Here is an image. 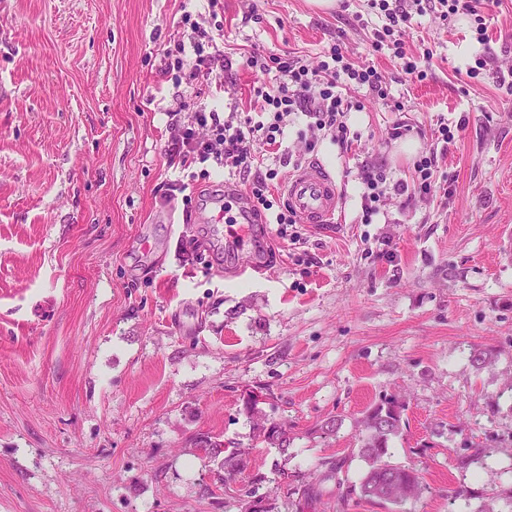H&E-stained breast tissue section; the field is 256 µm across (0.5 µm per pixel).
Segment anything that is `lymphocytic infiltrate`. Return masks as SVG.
Instances as JSON below:
<instances>
[{
	"instance_id": "1",
	"label": "lymphocytic infiltrate",
	"mask_w": 512,
	"mask_h": 512,
	"mask_svg": "<svg viewBox=\"0 0 512 512\" xmlns=\"http://www.w3.org/2000/svg\"><path fill=\"white\" fill-rule=\"evenodd\" d=\"M412 5L431 10L440 8L448 17L477 13L475 0H378L379 10L389 20L385 33L394 39L393 54L402 60L403 68L409 74L416 73L418 66L408 60L403 42L395 40L394 34L408 20V8ZM223 42L224 32L219 29L208 35L206 44H195V59L189 68L191 77L207 78L216 70L229 68L230 61L222 49ZM275 63L284 76L283 82L257 91L260 109L267 114V121L242 119L234 112L225 116L216 111L191 112L184 118L171 121L167 151L171 161L184 169L211 161L219 168L246 177L251 220L264 224L271 220L278 224H292L296 215L289 208L275 210L276 215L272 218L267 215L268 210H273L268 199L269 183L277 178L278 172L271 169L265 175L251 177L258 145L275 149L292 116L297 114L307 117L308 130L324 132L333 141L347 144V115L352 109V102L339 92L340 82L367 88L369 94L382 100L388 93L376 69L354 70L345 63L336 47L330 50L327 60L314 68L285 56L276 57Z\"/></svg>"
}]
</instances>
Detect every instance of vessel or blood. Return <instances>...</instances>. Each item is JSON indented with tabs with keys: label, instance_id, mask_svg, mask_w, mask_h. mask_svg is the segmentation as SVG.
<instances>
[{
	"label": "vessel or blood",
	"instance_id": "obj_1",
	"mask_svg": "<svg viewBox=\"0 0 512 512\" xmlns=\"http://www.w3.org/2000/svg\"><path fill=\"white\" fill-rule=\"evenodd\" d=\"M284 196L289 208L302 223L328 225L335 220L340 192L335 178L320 162L311 161L294 170L288 177ZM253 239L250 226H243L235 252L244 257L243 268L247 271H257L262 266Z\"/></svg>",
	"mask_w": 512,
	"mask_h": 512
}]
</instances>
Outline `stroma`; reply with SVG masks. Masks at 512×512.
Here are the masks:
<instances>
[{
  "label": "stroma",
  "instance_id": "stroma-1",
  "mask_svg": "<svg viewBox=\"0 0 512 512\" xmlns=\"http://www.w3.org/2000/svg\"><path fill=\"white\" fill-rule=\"evenodd\" d=\"M221 3L0 0V512H240L248 491L267 512H336L323 463L359 480L356 422L391 396L406 425L390 461L423 481L402 512H512V0H479L481 35L470 16L413 14L401 38L421 80L375 46L371 0ZM192 22L223 27L222 82L161 76ZM335 46L387 99L350 90L344 147L309 146L296 118L263 166L284 179L290 159L321 160L341 225H268L267 273L236 277L225 225L182 221L170 115L258 113L281 74L244 56L314 65ZM430 147L431 190L387 193L364 223L362 166L409 185ZM266 420L287 452L258 439ZM203 434L245 450L233 481ZM301 484L318 492L302 511Z\"/></svg>",
  "mask_w": 512,
  "mask_h": 512
}]
</instances>
